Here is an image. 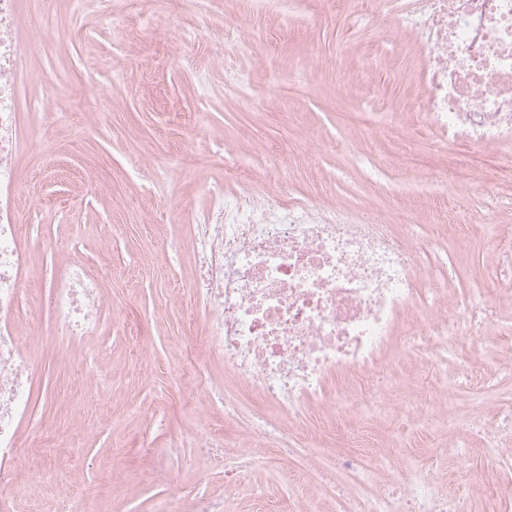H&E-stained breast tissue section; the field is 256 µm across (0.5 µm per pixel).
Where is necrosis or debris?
Here are the masks:
<instances>
[{
  "mask_svg": "<svg viewBox=\"0 0 512 512\" xmlns=\"http://www.w3.org/2000/svg\"><path fill=\"white\" fill-rule=\"evenodd\" d=\"M20 0H0V507L16 485L21 424L33 415V358L22 317L32 228L24 220L16 175L23 124L17 69ZM369 16L400 15L425 53L419 123L448 143L490 148L512 143V0H359ZM191 227L197 304L205 345L244 390L226 394L199 374L196 398L224 410V425L194 435L199 455L242 483L256 453H285L335 488L342 512H468L464 498L441 489L449 458L465 449L448 442L418 460L407 428L433 422L464 385L489 390L498 371L458 349L497 323L483 291L449 306L451 259L444 239L411 233L400 213L386 223L372 204L356 212L313 201L285 204L260 179L236 192L212 190ZM64 241L45 285V313L55 334L87 351L84 372L97 379L95 344L110 301L104 271L65 256ZM353 428L356 449L328 464L300 448V410ZM392 417L396 432L374 440L370 426ZM246 425L249 438L228 447L224 430ZM487 451L512 452V413L490 407L468 423ZM351 485H342L340 476Z\"/></svg>",
  "mask_w": 512,
  "mask_h": 512,
  "instance_id": "1",
  "label": "necrosis or debris"
}]
</instances>
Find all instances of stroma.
Instances as JSON below:
<instances>
[{"label": "stroma", "instance_id": "35a3bbf8", "mask_svg": "<svg viewBox=\"0 0 512 512\" xmlns=\"http://www.w3.org/2000/svg\"><path fill=\"white\" fill-rule=\"evenodd\" d=\"M356 0H53L43 26L51 53L36 52L28 8H20L19 84L24 109L59 100L42 126L23 130L19 174L24 199L65 196L66 209L25 210L33 263L26 308L36 328L27 339L35 362L34 425L73 437L78 446L33 462L20 448V469L39 465L43 481L22 485L11 512H53L72 492L97 496L102 512H162L168 487L147 480L166 466L185 499L204 492L230 512H254L253 489L273 512L304 500L336 512V500L295 462L256 460L238 486L208 469L189 432L223 423L205 404L187 406L190 382L206 371L225 391L237 387L201 340L204 317L193 295L190 226L207 207L208 189L238 181L234 158L268 171L269 192L355 210L363 202L393 215L407 206L425 235L436 232V204L460 208L470 229L449 239L454 255L449 301L494 285L489 259L512 249V157L478 143L446 144L435 131L417 138V159L394 165L391 138L372 125L354 135L356 112L396 113L412 124L422 94L424 48L399 18L383 12L358 20ZM67 158L92 185L68 182L53 168ZM73 236L78 252L107 272L105 294L115 323L103 336L101 384L82 382L79 350L61 343L42 315L55 233ZM474 392H458L447 415L420 425L418 455L466 429ZM494 474L512 480V458L464 461L455 489Z\"/></svg>", "mask_w": 512, "mask_h": 512}]
</instances>
